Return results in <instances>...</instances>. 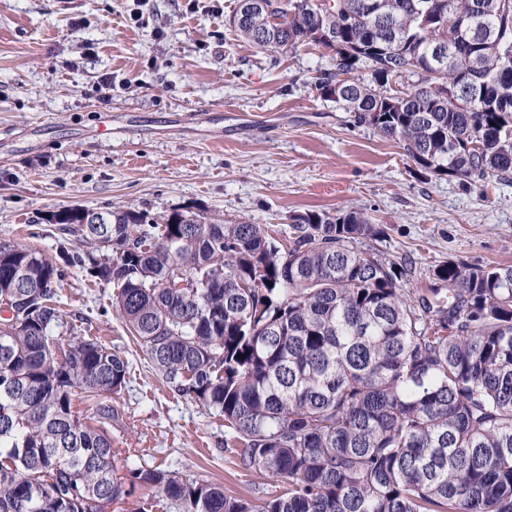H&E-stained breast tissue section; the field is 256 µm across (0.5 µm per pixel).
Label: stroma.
Here are the masks:
<instances>
[{
  "label": "stroma",
  "instance_id": "1",
  "mask_svg": "<svg viewBox=\"0 0 512 512\" xmlns=\"http://www.w3.org/2000/svg\"><path fill=\"white\" fill-rule=\"evenodd\" d=\"M238 0H0V242L56 258L46 217L81 207L192 211L287 230L307 210H361L412 285L451 260L512 264V183L465 185L407 162L314 87L325 50L266 51L230 24ZM60 307L126 355L109 434L119 460L226 492L279 493L238 468L224 420L163 386L115 310L117 289L71 267Z\"/></svg>",
  "mask_w": 512,
  "mask_h": 512
}]
</instances>
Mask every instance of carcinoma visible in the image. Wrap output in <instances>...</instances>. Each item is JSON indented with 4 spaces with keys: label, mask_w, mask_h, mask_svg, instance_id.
Here are the masks:
<instances>
[{
    "label": "carcinoma",
    "mask_w": 512,
    "mask_h": 512,
    "mask_svg": "<svg viewBox=\"0 0 512 512\" xmlns=\"http://www.w3.org/2000/svg\"><path fill=\"white\" fill-rule=\"evenodd\" d=\"M255 2L239 36L327 50L315 89L346 83L336 105L415 165L512 182V0ZM48 221L75 243L60 264L0 243V301L17 310L0 317V512H106L137 485L179 512H512V265L449 261L415 290L413 263L375 247L385 228L355 210L299 214L283 242L183 213ZM67 266L118 286L156 375L223 416L236 465L283 492L231 495L130 460L118 474L106 399L130 363L60 331ZM179 273L194 287H166ZM79 392L101 398L87 421Z\"/></svg>",
    "instance_id": "obj_1"
}]
</instances>
